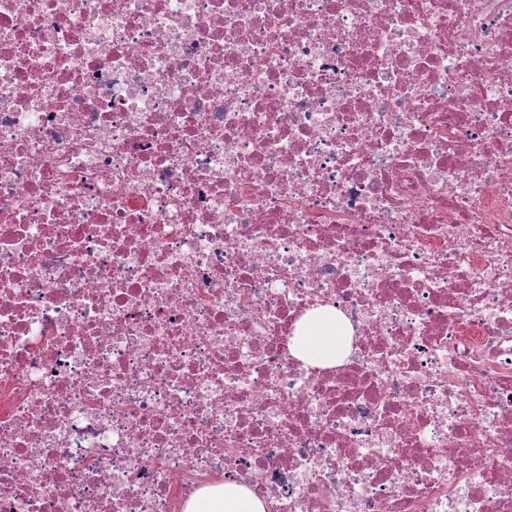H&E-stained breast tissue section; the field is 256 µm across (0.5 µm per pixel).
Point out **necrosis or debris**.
<instances>
[{
  "label": "necrosis or debris",
  "mask_w": 512,
  "mask_h": 512,
  "mask_svg": "<svg viewBox=\"0 0 512 512\" xmlns=\"http://www.w3.org/2000/svg\"><path fill=\"white\" fill-rule=\"evenodd\" d=\"M227 482L512 512V0H0V512ZM297 334L292 350L298 358L330 366L345 355L350 328L336 314L323 312L311 317Z\"/></svg>",
  "instance_id": "1"
}]
</instances>
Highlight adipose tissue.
<instances>
[{
    "label": "adipose tissue",
    "mask_w": 512,
    "mask_h": 512,
    "mask_svg": "<svg viewBox=\"0 0 512 512\" xmlns=\"http://www.w3.org/2000/svg\"><path fill=\"white\" fill-rule=\"evenodd\" d=\"M350 328L336 314L323 312L311 317L294 339V354L317 366H330L348 348ZM189 512H267V508L248 489L227 485L203 492L193 499Z\"/></svg>",
    "instance_id": "ef3b65f1"
}]
</instances>
